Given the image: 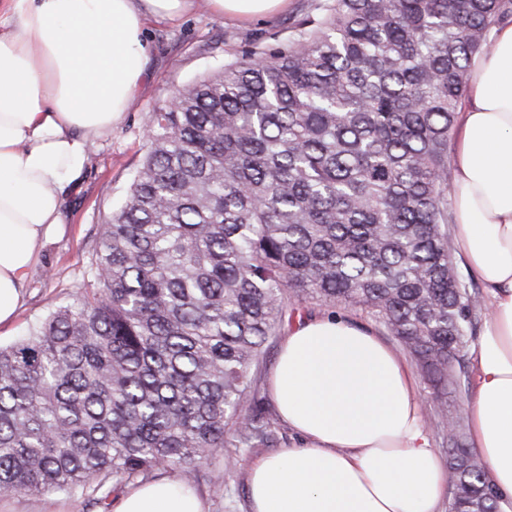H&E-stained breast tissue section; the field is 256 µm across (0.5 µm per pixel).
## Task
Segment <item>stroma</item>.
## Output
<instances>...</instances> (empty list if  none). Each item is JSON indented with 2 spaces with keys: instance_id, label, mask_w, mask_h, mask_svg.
Instances as JSON below:
<instances>
[{
  "instance_id": "1",
  "label": "stroma",
  "mask_w": 512,
  "mask_h": 512,
  "mask_svg": "<svg viewBox=\"0 0 512 512\" xmlns=\"http://www.w3.org/2000/svg\"><path fill=\"white\" fill-rule=\"evenodd\" d=\"M314 2L289 0L284 11L260 21L232 20L202 2L177 21H147L146 77L111 132L90 146L83 180L65 200V222L41 247L16 318L0 327L1 347L13 345L30 325L58 306L77 302L101 226L124 204L146 152L145 129L152 112L164 107L175 89L223 68L253 46L287 44ZM275 435L271 443L249 447L240 445L235 433L226 435L223 448L203 466V478L197 487L207 512H250V464L280 448L301 443L281 420L276 423ZM0 512H87V506L82 498L48 492L2 498Z\"/></svg>"
}]
</instances>
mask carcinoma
I'll return each mask as SVG.
<instances>
[{
	"label": "carcinoma",
	"mask_w": 512,
	"mask_h": 512,
	"mask_svg": "<svg viewBox=\"0 0 512 512\" xmlns=\"http://www.w3.org/2000/svg\"><path fill=\"white\" fill-rule=\"evenodd\" d=\"M512 0H328L152 113L84 289L0 347V497L187 483L245 412L264 345L313 300L374 319L447 402L483 310L453 257L448 139ZM448 512H501L462 416Z\"/></svg>",
	"instance_id": "cac0c4a2"
}]
</instances>
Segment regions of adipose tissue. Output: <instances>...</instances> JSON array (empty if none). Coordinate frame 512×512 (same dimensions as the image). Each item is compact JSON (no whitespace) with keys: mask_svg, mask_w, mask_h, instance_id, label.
I'll return each mask as SVG.
<instances>
[{"mask_svg":"<svg viewBox=\"0 0 512 512\" xmlns=\"http://www.w3.org/2000/svg\"><path fill=\"white\" fill-rule=\"evenodd\" d=\"M194 0H0V325L10 322L43 239L64 222L92 139L111 131L148 66L143 24ZM474 60L455 124L457 245L489 299L472 351L471 439L512 500V23ZM280 417L304 440L255 461L251 512H438L447 469L413 373L341 316L292 328L269 376ZM114 512H205L185 483L128 488Z\"/></svg>","mask_w":512,"mask_h":512,"instance_id":"1","label":"adipose tissue"}]
</instances>
